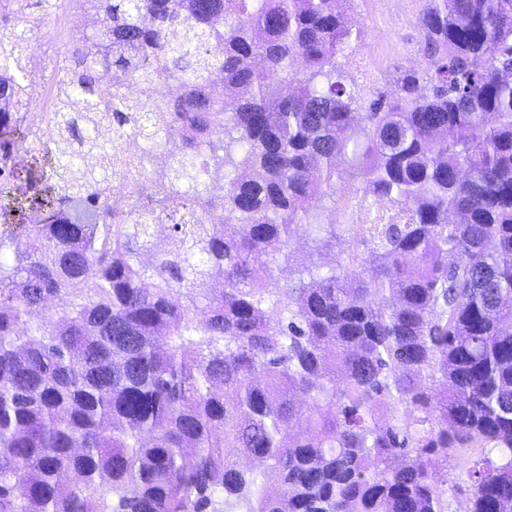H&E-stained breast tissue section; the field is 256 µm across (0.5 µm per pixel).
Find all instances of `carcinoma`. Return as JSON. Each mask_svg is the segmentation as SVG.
<instances>
[{"instance_id": "obj_1", "label": "carcinoma", "mask_w": 512, "mask_h": 512, "mask_svg": "<svg viewBox=\"0 0 512 512\" xmlns=\"http://www.w3.org/2000/svg\"><path fill=\"white\" fill-rule=\"evenodd\" d=\"M80 2L102 27L45 114L65 176L0 234V512H447L450 457L467 512H512V0H426L425 69L369 103L339 0ZM36 4L0 3L20 184ZM338 198L342 260L292 266Z\"/></svg>"}]
</instances>
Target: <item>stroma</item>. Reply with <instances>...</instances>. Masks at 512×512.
Here are the masks:
<instances>
[{
  "label": "stroma",
  "instance_id": "obj_1",
  "mask_svg": "<svg viewBox=\"0 0 512 512\" xmlns=\"http://www.w3.org/2000/svg\"><path fill=\"white\" fill-rule=\"evenodd\" d=\"M425 0H343L341 9L361 39L350 49L344 70L364 98H392L396 82L408 71L426 66L417 18ZM91 11L78 0H58L56 13L32 37L40 61L31 69L34 82L49 83L53 63L69 43L75 18Z\"/></svg>",
  "mask_w": 512,
  "mask_h": 512
}]
</instances>
